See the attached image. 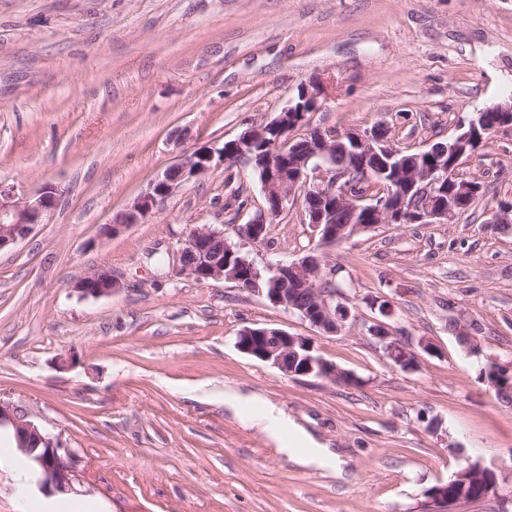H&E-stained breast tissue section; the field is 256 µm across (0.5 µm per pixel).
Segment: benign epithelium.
I'll return each mask as SVG.
<instances>
[{"label": "benign epithelium", "instance_id": "7a95c632", "mask_svg": "<svg viewBox=\"0 0 512 512\" xmlns=\"http://www.w3.org/2000/svg\"><path fill=\"white\" fill-rule=\"evenodd\" d=\"M325 91L318 80L298 86L272 120L252 124L214 151L200 148L169 166L123 211L121 223L103 225L106 237L117 236L135 224H142L155 213L165 199L184 183L207 173L214 158L226 163L247 160L259 177L265 206L245 224L238 226V236L258 244L266 238L267 225L290 208H299L304 223L319 232L320 247H332L370 229L359 220L360 213L372 216L375 224H446L461 214L453 197H444L447 175H452L462 191L477 200L481 183L458 173L463 160L472 156L471 143H483L486 126L484 113L501 115L496 128L512 127V102L501 103L475 112L461 124L445 143L433 144L430 163L420 164V156L408 154L391 144L377 128L336 133L309 127V115L320 111ZM305 129L300 137L293 132ZM343 151L361 162L359 170L371 183L364 194L347 189L350 170L336 163V153ZM58 188L45 183L28 195H20L14 186L0 182V250L26 238L43 223L44 216L57 203ZM344 210L349 222H333L334 213ZM488 223L496 228L512 227V204L493 210ZM175 273L199 284L231 281L249 292L264 296L273 306L287 312L296 309L292 289L311 292L312 307L299 310L300 316L326 333L341 329L351 318V311L336 306L335 294L322 292L318 282L326 279L325 254L313 253L300 262L275 264L260 270L246 256H236L224 239V230L210 225L195 226L176 251ZM83 297L110 296L120 289L112 274L100 278L95 273L72 285ZM369 332L376 336L385 353H402L403 358L417 357V352L392 336L388 326L375 323ZM236 346L243 353L272 364L289 376H326L325 362L312 355L309 340L277 328L248 327L240 330ZM12 429L19 454L29 463L36 484L57 492L70 488L74 460L62 452L61 444L35 424L28 412L0 401V428Z\"/></svg>", "mask_w": 512, "mask_h": 512}]
</instances>
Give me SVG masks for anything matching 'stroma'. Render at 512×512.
Instances as JSON below:
<instances>
[{"instance_id": "obj_1", "label": "stroma", "mask_w": 512, "mask_h": 512, "mask_svg": "<svg viewBox=\"0 0 512 512\" xmlns=\"http://www.w3.org/2000/svg\"><path fill=\"white\" fill-rule=\"evenodd\" d=\"M314 77L333 86L311 126L380 123L395 147L426 149L512 100V0H0V181L61 191L42 224L0 250V401L76 458L68 491L39 489L1 430L0 512L65 499L80 512H425L427 490L464 459L498 485L459 512H512V402L483 375L512 365V231L488 223L512 201V129L461 166L483 187L467 212L326 249L336 301L357 317L333 335L235 283L158 264L195 226L238 242L263 204L248 166L214 161L145 223L100 235L181 156L273 118ZM317 246L293 209L242 251L261 267ZM99 270L118 292L71 290ZM380 319L433 352L396 366L368 331ZM246 327L308 338L350 382L244 354ZM229 388L339 454L343 473L294 463L225 406Z\"/></svg>"}]
</instances>
